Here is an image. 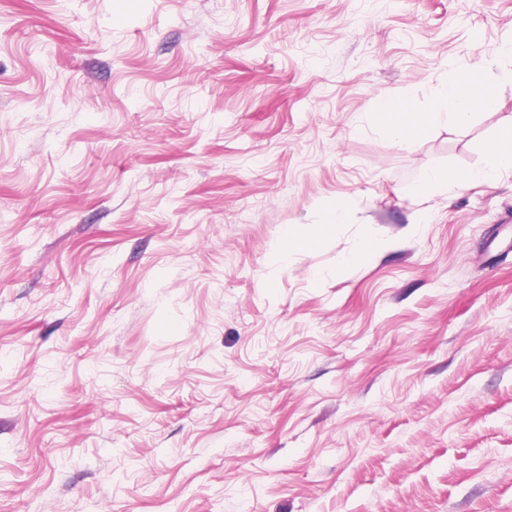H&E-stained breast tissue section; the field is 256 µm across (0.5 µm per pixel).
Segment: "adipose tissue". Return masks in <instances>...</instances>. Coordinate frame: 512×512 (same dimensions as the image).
I'll return each mask as SVG.
<instances>
[{"label":"adipose tissue","mask_w":512,"mask_h":512,"mask_svg":"<svg viewBox=\"0 0 512 512\" xmlns=\"http://www.w3.org/2000/svg\"><path fill=\"white\" fill-rule=\"evenodd\" d=\"M506 77L512 79V70L503 71L498 62L483 59L473 73L449 70L448 79L441 85L438 95L450 101V112H402L397 105L385 102L380 105L379 114L393 134L407 141L442 120L447 122L449 128L462 130L470 125L476 111L491 112L496 109L498 101L490 86ZM511 172L512 122L503 126L499 135L486 145L483 166L477 171L459 175L455 180L492 185ZM455 180L447 172L433 170L415 185L414 191L426 195L447 188Z\"/></svg>","instance_id":"ef3b65f1"}]
</instances>
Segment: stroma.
<instances>
[{
  "label": "stroma",
  "mask_w": 512,
  "mask_h": 512,
  "mask_svg": "<svg viewBox=\"0 0 512 512\" xmlns=\"http://www.w3.org/2000/svg\"><path fill=\"white\" fill-rule=\"evenodd\" d=\"M510 40L512 0H0V512H512V175L412 193L512 82L378 117ZM476 68L483 75L485 84L476 87L471 71L448 70V80L440 86L438 95L451 103L450 112H398V106L384 102L379 107L381 119L395 135L407 142L427 131L434 123L444 119L448 128L463 130L472 122L475 111H494L497 98L490 87L503 78L512 80V70H500L497 61L480 60Z\"/></svg>",
  "instance_id": "35a3bbf8"
}]
</instances>
